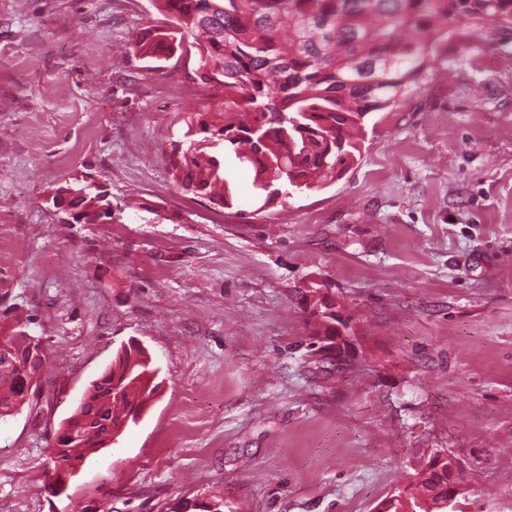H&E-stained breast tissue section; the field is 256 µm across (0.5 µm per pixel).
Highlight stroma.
Returning <instances> with one entry per match:
<instances>
[{
	"instance_id": "obj_1",
	"label": "stroma",
	"mask_w": 512,
	"mask_h": 512,
	"mask_svg": "<svg viewBox=\"0 0 512 512\" xmlns=\"http://www.w3.org/2000/svg\"><path fill=\"white\" fill-rule=\"evenodd\" d=\"M153 0H0V319L31 316L39 386L0 420V512H376L438 454L447 512H512V41L448 35L447 74L371 115L342 179L214 211L166 155L204 89L194 58L116 54ZM91 175L122 211L64 224ZM355 330L320 352L307 290ZM161 387L52 495L61 422L116 351Z\"/></svg>"
}]
</instances>
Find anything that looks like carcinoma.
<instances>
[{"instance_id": "1", "label": "carcinoma", "mask_w": 512, "mask_h": 512, "mask_svg": "<svg viewBox=\"0 0 512 512\" xmlns=\"http://www.w3.org/2000/svg\"><path fill=\"white\" fill-rule=\"evenodd\" d=\"M165 17L135 38L136 55L161 62L196 49L195 77L222 97L186 121L167 169L178 186L216 209H240L234 173L251 175L250 200L270 206L334 182L361 158L367 117L423 88L445 58L438 46L467 25L512 37V0H157ZM67 187L75 224L115 219L107 191L86 177ZM330 300H315L312 335H336ZM36 339L28 319L0 325V419L28 397L26 365ZM139 349L116 352L89 385L81 408L58 429L54 468L72 471L121 436L160 387ZM406 508L448 498V471L428 467L410 485Z\"/></svg>"}]
</instances>
